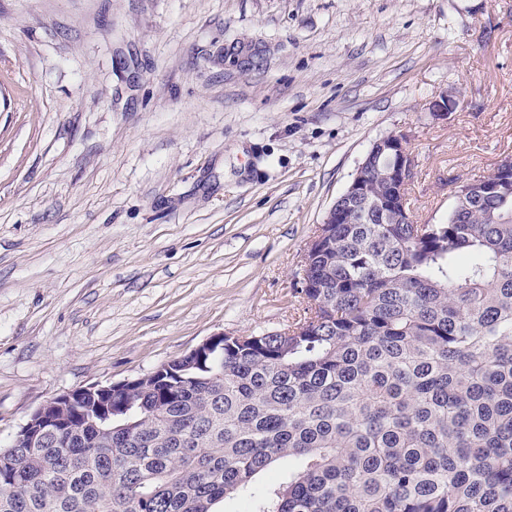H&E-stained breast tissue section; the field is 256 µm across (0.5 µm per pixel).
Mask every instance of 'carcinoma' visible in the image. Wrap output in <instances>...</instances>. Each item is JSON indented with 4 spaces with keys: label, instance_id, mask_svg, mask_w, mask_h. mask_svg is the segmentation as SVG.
Instances as JSON below:
<instances>
[{
    "label": "carcinoma",
    "instance_id": "carcinoma-1",
    "mask_svg": "<svg viewBox=\"0 0 512 512\" xmlns=\"http://www.w3.org/2000/svg\"><path fill=\"white\" fill-rule=\"evenodd\" d=\"M307 283L286 333L51 407L0 512H512V186L325 224Z\"/></svg>",
    "mask_w": 512,
    "mask_h": 512
}]
</instances>
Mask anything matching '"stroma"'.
I'll return each mask as SVG.
<instances>
[{
	"label": "stroma",
	"instance_id": "obj_1",
	"mask_svg": "<svg viewBox=\"0 0 512 512\" xmlns=\"http://www.w3.org/2000/svg\"><path fill=\"white\" fill-rule=\"evenodd\" d=\"M394 132L419 224L512 155V0H0V445L62 392L287 328Z\"/></svg>",
	"mask_w": 512,
	"mask_h": 512
}]
</instances>
